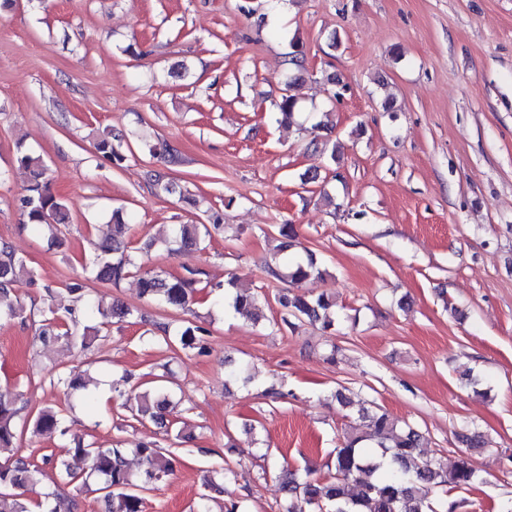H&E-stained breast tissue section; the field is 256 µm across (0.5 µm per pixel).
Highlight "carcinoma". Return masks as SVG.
<instances>
[{"label": "carcinoma", "instance_id": "obj_1", "mask_svg": "<svg viewBox=\"0 0 512 512\" xmlns=\"http://www.w3.org/2000/svg\"><path fill=\"white\" fill-rule=\"evenodd\" d=\"M278 122L284 126H296L299 133L306 128L296 122L298 106L292 95H284L276 103ZM114 137L100 136L95 148L104 158L115 165L125 160L122 144L113 143ZM15 162L29 172L30 179L20 198V204L28 221L35 228L45 230L50 247L61 244V225L70 222L66 203L50 189L46 179V166L43 159L32 151L18 146ZM206 224H174L166 235L147 243L152 247L161 243L166 251L175 255L183 249L197 247L211 235ZM129 225L123 220L120 211L112 213L111 233L98 244V254L90 263L93 279L119 287L131 275H138L141 293L159 305L184 309L195 300L197 276L201 271L188 269L186 273L166 278L154 271L142 269L128 236ZM279 243L276 251L283 254V266L271 269L272 274L298 285L314 275L321 274L313 255L303 258H290L288 248L296 236L293 225L283 224L278 228ZM38 282L36 272L26 260L17 256L11 246L0 244V324L25 319L23 307L12 298L16 286H34ZM235 290L232 307L238 313L249 315L254 321L264 319L260 297L244 284L241 277L233 274L225 284L213 287L211 294H224L226 288ZM65 290L74 298V304L59 311L48 308V314L39 327L40 342L61 343L70 348L87 349L99 336L101 327L118 324L132 316L123 305L106 303L102 298H94L86 292L81 280L65 284ZM277 301L285 312L282 321L289 327L295 321H308L318 324L328 335H333L340 324L333 308L336 301L321 294L311 297L301 293H282ZM208 332L199 325L188 324L173 329L168 324L155 325V331L146 337L151 344L161 343L169 348L195 349L199 353L207 350ZM171 371L153 377L127 393V399L135 400L133 419L144 424L151 422L174 434L175 439L186 438L182 430H173V423L167 419V411L172 404L175 390L170 381ZM50 383L58 388L84 390L83 405L88 414L98 417L95 393L89 391V381L72 377L59 371L50 378ZM21 408L18 395L9 387H0V512H32L37 507L41 512H69L75 503L59 497L53 492H40L39 465L19 455L21 433L18 424ZM27 421L36 432L56 433L68 443L64 455L55 459L60 477L80 488L103 493L105 512H142L143 500L136 488L157 485L168 481L175 472L173 458L161 451L157 444L141 443L133 448H122L119 444L96 447L85 442V438L71 431L63 417L62 410L49 404L36 413L30 414ZM370 430L380 438V455L368 457L362 454L359 444L364 441L365 432L360 426L349 428L343 443L335 448V473L324 479L298 481L294 472L282 469L276 474L285 493L281 512H296L293 500L302 499L311 512H437L435 501L430 493L438 487L466 489L478 479V472L471 458L462 455L450 469L438 463L423 459L424 436L418 430L398 425L386 412L375 414L370 420ZM139 459L142 469L134 473L130 470L126 456ZM359 490L353 491L352 485Z\"/></svg>", "mask_w": 512, "mask_h": 512}]
</instances>
